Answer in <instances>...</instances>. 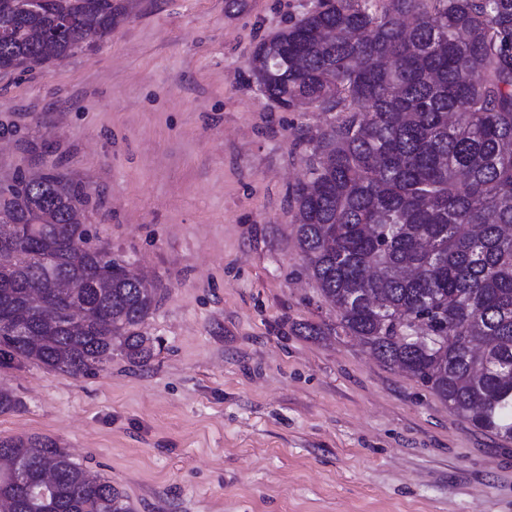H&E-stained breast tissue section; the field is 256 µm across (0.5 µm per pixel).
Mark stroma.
I'll list each match as a JSON object with an SVG mask.
<instances>
[{
  "instance_id": "stroma-1",
  "label": "stroma",
  "mask_w": 512,
  "mask_h": 512,
  "mask_svg": "<svg viewBox=\"0 0 512 512\" xmlns=\"http://www.w3.org/2000/svg\"><path fill=\"white\" fill-rule=\"evenodd\" d=\"M305 3L133 0L93 50L0 70V180L86 185L94 243L162 295L147 364H0V436L53 440L132 512H512V440L346 335L295 245L298 135L325 117L279 109L249 61Z\"/></svg>"
}]
</instances>
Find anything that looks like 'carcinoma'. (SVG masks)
<instances>
[{
    "instance_id": "carcinoma-1",
    "label": "carcinoma",
    "mask_w": 512,
    "mask_h": 512,
    "mask_svg": "<svg viewBox=\"0 0 512 512\" xmlns=\"http://www.w3.org/2000/svg\"><path fill=\"white\" fill-rule=\"evenodd\" d=\"M122 0H7L0 69L90 50ZM278 108L333 118L299 137L307 179L290 192L295 243L343 331L429 387L455 416L512 439V0H310L250 58ZM87 187L49 170L0 186V363L70 375L117 349L152 357L137 331L160 293L88 245ZM112 277L110 287L99 281ZM66 280L71 294L55 285ZM37 283L54 310L27 305ZM0 512H131L112 483L49 438L0 437Z\"/></svg>"
}]
</instances>
